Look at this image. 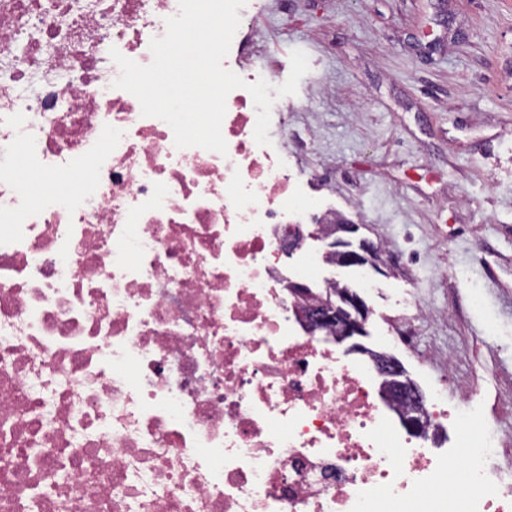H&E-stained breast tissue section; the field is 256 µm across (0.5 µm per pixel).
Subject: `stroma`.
I'll use <instances>...</instances> for the list:
<instances>
[{
  "instance_id": "35a3bbf8",
  "label": "stroma",
  "mask_w": 512,
  "mask_h": 512,
  "mask_svg": "<svg viewBox=\"0 0 512 512\" xmlns=\"http://www.w3.org/2000/svg\"><path fill=\"white\" fill-rule=\"evenodd\" d=\"M245 33L278 84L307 53L290 175L382 250L361 345L410 294L409 375L512 432V0H260Z\"/></svg>"
}]
</instances>
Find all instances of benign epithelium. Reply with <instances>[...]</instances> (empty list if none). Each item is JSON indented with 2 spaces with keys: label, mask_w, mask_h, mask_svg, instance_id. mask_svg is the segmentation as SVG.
<instances>
[{
  "label": "benign epithelium",
  "mask_w": 512,
  "mask_h": 512,
  "mask_svg": "<svg viewBox=\"0 0 512 512\" xmlns=\"http://www.w3.org/2000/svg\"><path fill=\"white\" fill-rule=\"evenodd\" d=\"M357 231V226L341 219L336 220L330 233L334 234L328 243L330 254L340 267L361 266L373 262L379 254L378 246L367 239L353 244L344 238ZM289 293L300 300L298 318L303 328L311 335L333 332L336 343L366 335L365 324L368 307L364 298L356 291L345 288L340 293L322 299L311 289L292 281L288 282ZM375 373L383 378L384 388L404 408L407 414L399 416L402 426L412 434H425L430 422L425 412L424 400L418 388L406 378L402 364L385 353L369 351Z\"/></svg>",
  "instance_id": "1"
}]
</instances>
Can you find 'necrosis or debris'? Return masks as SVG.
Listing matches in <instances>:
<instances>
[{
	"label": "necrosis or debris",
	"mask_w": 512,
	"mask_h": 512,
	"mask_svg": "<svg viewBox=\"0 0 512 512\" xmlns=\"http://www.w3.org/2000/svg\"><path fill=\"white\" fill-rule=\"evenodd\" d=\"M178 0H0V512H512L504 434L403 433L368 361L300 326L279 267L316 198L258 146L179 149L115 88ZM223 65L272 80L234 36Z\"/></svg>",
	"instance_id": "4bbe7bcc"
}]
</instances>
